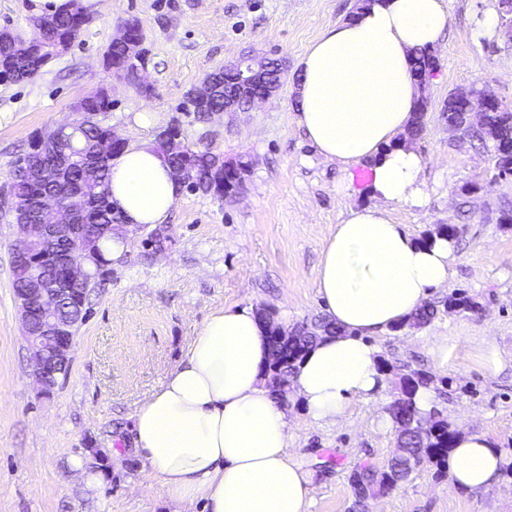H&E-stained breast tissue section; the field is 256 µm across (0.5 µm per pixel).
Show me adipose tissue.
<instances>
[{
	"instance_id": "obj_1",
	"label": "adipose tissue",
	"mask_w": 512,
	"mask_h": 512,
	"mask_svg": "<svg viewBox=\"0 0 512 512\" xmlns=\"http://www.w3.org/2000/svg\"><path fill=\"white\" fill-rule=\"evenodd\" d=\"M449 31L446 0H370L324 30L300 57L293 121L341 169L369 164L370 206L350 211L327 238L315 280L339 333L319 336L291 383L309 418L341 423L354 399L381 395L372 337L409 319L448 285L453 240L414 239L393 218L420 208L422 159L405 136L420 90L414 50ZM181 183L152 140L111 162L109 199L128 228L166 223ZM266 327L251 308H215L179 363L133 413L135 455L177 512H308L310 481L292 460L290 419L270 385ZM505 458L481 432L460 433L448 482L486 491Z\"/></svg>"
}]
</instances>
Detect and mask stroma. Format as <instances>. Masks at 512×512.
<instances>
[{
    "label": "stroma",
    "instance_id": "stroma-1",
    "mask_svg": "<svg viewBox=\"0 0 512 512\" xmlns=\"http://www.w3.org/2000/svg\"><path fill=\"white\" fill-rule=\"evenodd\" d=\"M447 37L436 48L439 69L426 89L425 131L413 146L423 158L428 200L396 208L397 223L417 239L439 225L458 229L452 282L432 290L437 316L419 328L374 337L390 369L382 400H353L337 426L312 422L298 400L286 399L293 459L313 488L310 512H348L349 476L361 465L383 466L397 446L381 414L399 393L405 368L437 376L432 405L450 428L485 433L512 458V368L493 373L483 346L512 354V175L493 186L491 148L449 131L443 111L450 93L477 88L512 103V45L488 32L498 0H446ZM356 0H99L71 46L33 78L0 84V512H172L151 487L133 451L132 413L178 361L186 342L214 308L253 307L290 330L324 318L316 294L320 253L333 227L352 208L370 203V170L347 179L320 157L293 122L296 59L329 26L346 21ZM139 19L148 51L142 73L149 93L117 80L103 54L122 24ZM286 62L278 95L246 112H210L204 120L180 112L187 92L244 51ZM107 90L99 114L126 144L155 138L179 124L187 145L225 159L248 161L242 188L217 198L182 192L163 230L122 229L127 251L93 284L67 378L41 394L33 375L12 288L11 251L20 239L6 197L12 162L41 131L74 119L76 103ZM153 115L150 125L137 119ZM462 290L473 310L450 312L443 301ZM448 339V362L430 345ZM113 458L100 483L75 478L72 461L96 471ZM368 512H512V475L490 489L449 488L447 475L418 469Z\"/></svg>",
    "mask_w": 512,
    "mask_h": 512
}]
</instances>
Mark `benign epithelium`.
<instances>
[{
	"label": "benign epithelium",
	"mask_w": 512,
	"mask_h": 512,
	"mask_svg": "<svg viewBox=\"0 0 512 512\" xmlns=\"http://www.w3.org/2000/svg\"><path fill=\"white\" fill-rule=\"evenodd\" d=\"M499 15L500 27L512 43V0H499ZM113 42L124 48L127 67L125 72L115 69L113 73L123 78L128 71L138 75L136 61L143 53V40L133 36L129 26L125 25ZM267 63V57L248 53L224 65L223 72L237 74V87H224V111L246 112L255 103L275 95L279 85L266 82ZM216 82V76L210 74L191 89L200 111H209ZM459 94L474 98L471 113L478 114L485 123L489 110L500 103L498 98L475 88L461 90ZM66 130L68 127L60 125L39 134L35 151L58 144ZM67 159V154L59 152L57 165H34L20 171L19 177L40 182L55 181L60 178ZM60 202V196L55 193L39 196L25 205L16 197L11 199V212L20 232V240L12 250L14 265L26 271L31 269L36 249L52 259V266L39 269L23 287L15 290L21 326L30 340L33 373L44 394L50 393L65 378L66 369L71 366L73 327L58 319L57 311L87 286L94 276L92 270L99 269L94 255L85 248V242L112 232V225L87 224L74 210L61 217Z\"/></svg>",
	"instance_id": "obj_1"
}]
</instances>
